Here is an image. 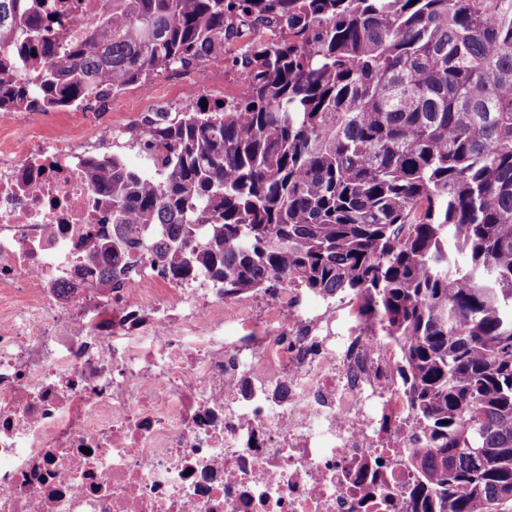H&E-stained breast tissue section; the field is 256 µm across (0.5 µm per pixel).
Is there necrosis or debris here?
Instances as JSON below:
<instances>
[{"label": "necrosis or debris", "instance_id": "necrosis-or-debris-1", "mask_svg": "<svg viewBox=\"0 0 512 512\" xmlns=\"http://www.w3.org/2000/svg\"><path fill=\"white\" fill-rule=\"evenodd\" d=\"M65 5L57 57L104 0ZM0 151V512H403L419 433L396 342L342 296L300 310L170 280L132 251L100 287L89 150L33 116ZM69 294H61L60 285ZM243 335L224 336L225 321Z\"/></svg>", "mask_w": 512, "mask_h": 512}]
</instances>
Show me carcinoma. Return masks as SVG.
Masks as SVG:
<instances>
[{"instance_id":"cac0c4a2","label":"carcinoma","mask_w":512,"mask_h":512,"mask_svg":"<svg viewBox=\"0 0 512 512\" xmlns=\"http://www.w3.org/2000/svg\"><path fill=\"white\" fill-rule=\"evenodd\" d=\"M42 2L0 0V111L146 86L275 24L239 95L133 134L159 169L86 168L118 227L102 281L157 225L172 275L214 271L226 298L351 295L422 425L405 512H512V0H109L65 63Z\"/></svg>"}]
</instances>
